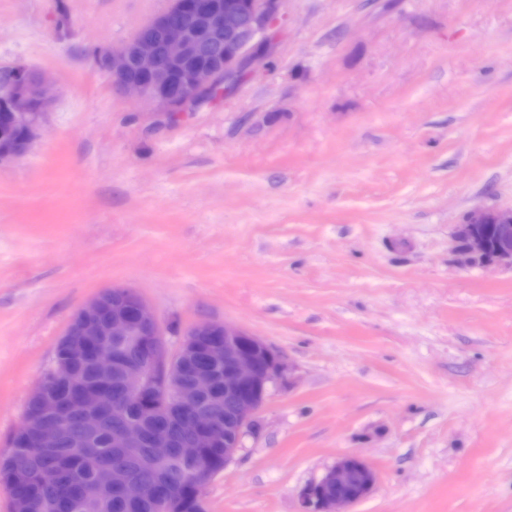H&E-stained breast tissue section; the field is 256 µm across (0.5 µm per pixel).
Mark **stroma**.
Returning a JSON list of instances; mask_svg holds the SVG:
<instances>
[{
	"mask_svg": "<svg viewBox=\"0 0 512 512\" xmlns=\"http://www.w3.org/2000/svg\"><path fill=\"white\" fill-rule=\"evenodd\" d=\"M168 6L0 0V67L54 87L0 168V449L120 284L169 347L225 321L290 364L206 512H298L355 453L354 512H512V266L454 237L512 206V0H283L265 61L172 118L94 59Z\"/></svg>",
	"mask_w": 512,
	"mask_h": 512,
	"instance_id": "35a3bbf8",
	"label": "stroma"
}]
</instances>
